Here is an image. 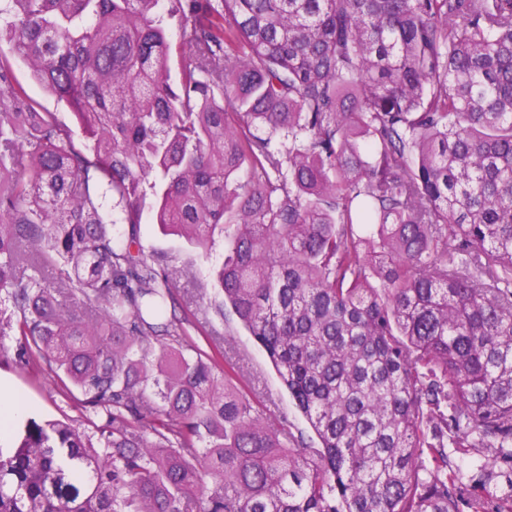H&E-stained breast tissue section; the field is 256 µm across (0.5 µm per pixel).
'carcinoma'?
Wrapping results in <instances>:
<instances>
[{
	"instance_id": "carcinoma-1",
	"label": "carcinoma",
	"mask_w": 512,
	"mask_h": 512,
	"mask_svg": "<svg viewBox=\"0 0 512 512\" xmlns=\"http://www.w3.org/2000/svg\"><path fill=\"white\" fill-rule=\"evenodd\" d=\"M159 4L4 8L86 143L0 55V336L83 415L27 422L0 512H512V0ZM147 206L223 238L319 447L165 320Z\"/></svg>"
}]
</instances>
